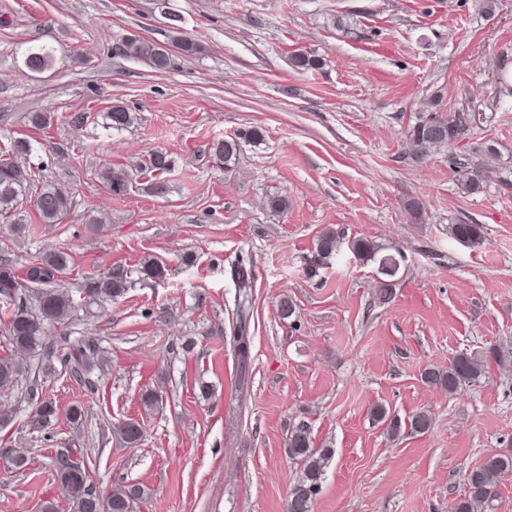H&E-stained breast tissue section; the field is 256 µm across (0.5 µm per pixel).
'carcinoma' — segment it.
I'll return each instance as SVG.
<instances>
[{
    "label": "carcinoma",
    "instance_id": "obj_1",
    "mask_svg": "<svg viewBox=\"0 0 512 512\" xmlns=\"http://www.w3.org/2000/svg\"><path fill=\"white\" fill-rule=\"evenodd\" d=\"M165 19L172 33L170 45L158 43L139 35L128 34L121 41L123 56L144 64L155 73H166L173 69L174 62L167 61L166 53L175 50L184 57H194L205 51L196 39L186 35L183 30V18L180 14L167 11ZM54 61V50L47 46H35L26 49L24 65L26 69L38 75L48 70ZM291 66L297 71H318L322 69L323 59L310 51H302L290 57ZM107 117L115 129H122L131 124L132 116L120 105H112ZM263 137L262 129L251 127L211 146V155L216 163L224 165L229 171L239 160L242 145L255 143ZM463 137L458 118L451 115L432 114L420 117L406 131L409 155L421 162L432 149L448 150L456 185L465 194H476L483 190L484 184L496 172L499 153L494 145L485 144L481 149L483 158L473 160L469 155L456 153L458 141ZM31 151L30 142L24 138L13 140L8 151L0 156V215L13 211L29 192H34V209L43 224H59L71 208L69 191L57 183L35 184L36 173L14 162V158ZM173 161L161 150L148 153L147 159L140 166V172L150 175L154 182L149 192L161 196L167 190L161 176L171 172ZM106 187L115 194L127 190L129 174L123 169L108 168L102 172ZM448 233L457 242L476 246L485 239V227L481 224L455 222L448 227ZM341 240L336 231L323 230L316 242V260L326 263L340 252ZM348 249L360 260L378 263L376 295L386 302L393 295L394 277L400 262L392 254H381L382 248L365 237L354 238L348 242ZM68 267L67 254L56 250L44 253L37 263L29 266L25 281L21 282L13 272L9 259H0V281L11 280L18 283L15 292H21L23 283L40 282L45 288L36 294L35 307L19 304L7 312L3 320V329L7 341L8 354L0 356V393L4 396L18 387L29 365L26 361L40 354L58 356V360L71 368L76 377L91 368L92 357L83 343L77 341L67 344L56 352L46 346V326L61 323L72 316L73 304L70 296L63 290L55 288L52 283L58 281ZM140 274L153 281L165 276V267L154 260L141 263ZM231 278L239 288L237 299L238 322L233 327V344L236 345L237 363L241 375H246L250 366V353L243 352L242 346L250 342L246 320V302L255 280L254 266L243 260L232 265ZM128 271L123 267H114L104 273L95 294L115 299L124 294L128 287ZM506 361L504 351L497 345H490L481 352H460L448 364L441 368L430 366L421 373V381L429 386L450 394L463 386L469 385L485 372L488 361ZM24 400L31 407L29 425L32 429L45 430L57 420L60 408L56 401L32 383L25 387ZM373 420L385 426L387 433L393 437L404 431L412 434H425L432 427V419L426 412H418L403 421L392 416L385 406L376 405L371 411ZM116 433L127 445L138 444L143 436L140 422L129 419L122 422ZM286 452L290 459L300 466V476L291 489L286 512H312L313 497L319 491L327 467L334 456L332 448H315L310 432L305 425L292 428L286 441ZM55 481L65 493V499L73 512H135L137 505L144 501V490L133 484H118L103 499H98L90 483L88 462L84 453L63 455L57 459ZM512 470V454H489L473 466L466 474V490L454 504L455 512H486L498 496L501 475Z\"/></svg>",
    "mask_w": 512,
    "mask_h": 512
}]
</instances>
